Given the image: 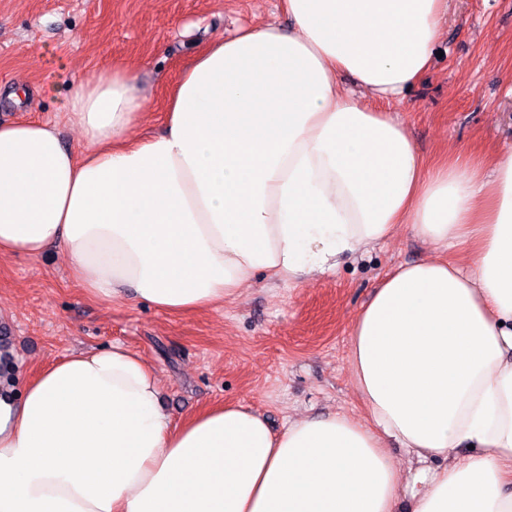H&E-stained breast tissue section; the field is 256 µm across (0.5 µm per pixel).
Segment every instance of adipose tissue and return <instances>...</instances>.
<instances>
[{
	"label": "adipose tissue",
	"mask_w": 512,
	"mask_h": 512,
	"mask_svg": "<svg viewBox=\"0 0 512 512\" xmlns=\"http://www.w3.org/2000/svg\"><path fill=\"white\" fill-rule=\"evenodd\" d=\"M282 6L288 27L242 28L181 72L160 137L132 139L148 100L122 61L72 87L83 151L51 122L0 123V258L53 247L90 298L169 313L257 271L323 275L403 224L461 259L398 268L357 316L364 422L277 432L231 403L177 422L127 346L55 361L0 393V512H396L390 438L447 461L414 475L412 512H512V152L487 173L452 148L431 164L369 106L428 70L448 0Z\"/></svg>",
	"instance_id": "ef3b65f1"
}]
</instances>
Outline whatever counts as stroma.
Listing matches in <instances>:
<instances>
[{"label": "stroma", "mask_w": 512, "mask_h": 512, "mask_svg": "<svg viewBox=\"0 0 512 512\" xmlns=\"http://www.w3.org/2000/svg\"><path fill=\"white\" fill-rule=\"evenodd\" d=\"M287 23L279 0H0V122H54L63 145L81 150L67 118L75 82L108 75L115 61L138 67L151 107L136 136L161 134L165 104L181 70L210 42L266 20ZM425 75L395 115L427 159L448 148L478 160L512 150V0H448V15ZM20 85V103L6 98ZM410 227L334 272L295 283L252 274L243 294L193 314L89 298L51 249L0 258V336L23 388L74 351L121 343L162 378L174 420L239 403L273 428L299 415L333 412L366 420L350 378L352 322L397 267L432 257Z\"/></svg>", "instance_id": "stroma-1"}]
</instances>
